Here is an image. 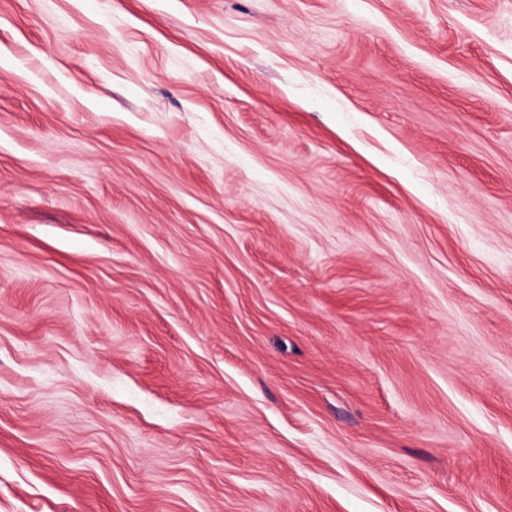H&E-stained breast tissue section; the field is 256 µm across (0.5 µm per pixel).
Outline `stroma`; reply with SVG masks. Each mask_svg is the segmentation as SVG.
<instances>
[{
    "instance_id": "obj_1",
    "label": "stroma",
    "mask_w": 512,
    "mask_h": 512,
    "mask_svg": "<svg viewBox=\"0 0 512 512\" xmlns=\"http://www.w3.org/2000/svg\"><path fill=\"white\" fill-rule=\"evenodd\" d=\"M0 512H512V0H0Z\"/></svg>"
}]
</instances>
